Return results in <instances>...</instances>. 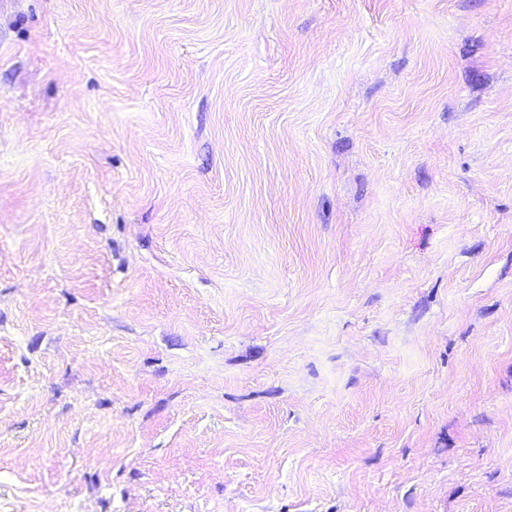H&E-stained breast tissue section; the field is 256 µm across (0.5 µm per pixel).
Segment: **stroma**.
<instances>
[{"mask_svg": "<svg viewBox=\"0 0 512 512\" xmlns=\"http://www.w3.org/2000/svg\"><path fill=\"white\" fill-rule=\"evenodd\" d=\"M0 512H512V0H0Z\"/></svg>", "mask_w": 512, "mask_h": 512, "instance_id": "stroma-1", "label": "stroma"}]
</instances>
